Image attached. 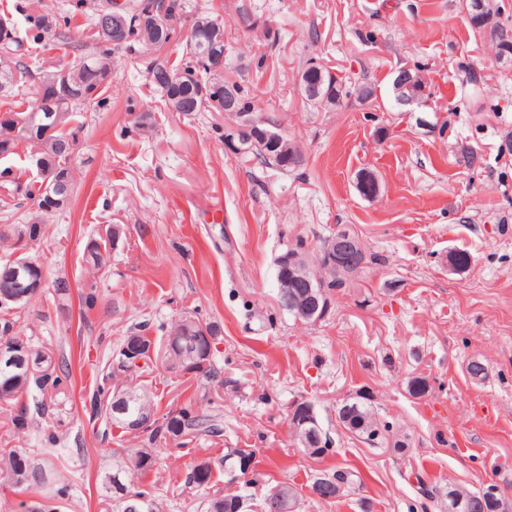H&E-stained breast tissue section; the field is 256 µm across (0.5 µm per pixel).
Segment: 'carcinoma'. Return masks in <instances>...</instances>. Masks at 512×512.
Wrapping results in <instances>:
<instances>
[{
    "mask_svg": "<svg viewBox=\"0 0 512 512\" xmlns=\"http://www.w3.org/2000/svg\"><path fill=\"white\" fill-rule=\"evenodd\" d=\"M112 0L96 10L91 18L94 29V46L90 47L75 38L68 21H59L50 13L26 15L27 29L20 32L17 21L3 15L0 25V92L10 98L26 94V90L36 87V95L43 99V105L32 106L27 112H16L7 108L0 113V159L18 153L19 145L27 149V157H39L46 166L57 172L58 182L44 188L42 181L31 180L25 184L10 177V171L0 175V207L5 219L12 218L21 207L26 210H39L47 195L65 199L71 203L76 179L73 171V154L67 148L77 145L82 127L71 125L73 112L92 107L100 103V90L108 82L114 67L115 51L126 49L136 52L141 47L147 51L161 50L175 42L182 46L181 65L176 67L166 59L153 58L147 66V76L152 85L161 93L166 108L179 111L183 106L191 112L224 111V93L214 86V81L224 80L217 73L224 56V33L211 25H195L190 35L183 36L188 20L187 0H128L126 9L120 11L124 26L114 30L106 25L104 13L112 12ZM470 24L473 28L490 33L497 57L512 63V27L500 21L501 7L496 0H469ZM52 42L70 49L71 60L53 69L39 65L32 56L28 45L39 42ZM68 70L71 89L66 93L53 92L51 81L57 73ZM302 86H320L333 104L340 100L345 85L328 69L316 65H307L301 74ZM51 127L53 133L47 137L41 134V128ZM239 153L256 158L268 169H278V148L265 144V149L250 147L242 143ZM356 180L364 184V194L374 197L379 193V183L375 175L364 169L356 174ZM122 227L111 224L105 230V236L91 239L83 251V262L93 272L106 267L113 242L121 238ZM0 239L12 241L16 249L27 239H36L32 224H5L0 229ZM100 304L97 285L93 284L82 293L81 317L85 318ZM147 325L134 329L120 343L116 350L117 368L130 371L136 367L123 348L133 343L142 347L143 360L152 359L149 349L154 346L146 336ZM206 328L212 342L197 336L195 320L184 317L166 328L164 359L166 368L200 374L206 378L217 377L212 352L220 340V327L208 324ZM26 326L20 324L19 315L14 308L0 306V340L3 334L13 332L12 339L38 358L48 356L39 374L29 372L27 366L16 365L5 368L0 365V410L6 413L9 429L23 433L29 429L37 417L48 418L56 415L59 403L56 398L65 394L71 385L72 372L65 358L54 359L48 355L45 343L31 335L23 334ZM115 373L107 370L101 373L96 386L83 401V410L93 420L104 424L102 438L112 436L114 427L124 432L137 431L142 442L140 448H122L113 455L112 473L106 475L102 485L107 500L116 503L118 512H126V497L141 499L142 512H160L162 508L151 491L130 488V476L144 475L156 464V455L152 449L167 443L168 439H190L200 436H218L223 433L220 420L216 415L200 414L194 410L192 401L185 402L179 408L159 417L151 392L144 387H132L133 399L126 407H116V394L122 387L114 382ZM43 395V399L31 405L24 396L32 392ZM151 420L149 426L136 428L135 421ZM344 428L354 434L372 440L379 433L388 431L373 417L370 409L362 403L352 404V412L342 418ZM215 463L205 460L192 469L188 482L204 487L212 478ZM23 470L24 489L35 488L46 483L42 469L14 448H0V476L12 479L17 470ZM457 490L466 497V512H512V504L502 497L491 498L489 493L473 492L464 486ZM206 512H247V506L238 495H223L211 498Z\"/></svg>",
    "mask_w": 512,
    "mask_h": 512,
    "instance_id": "obj_1",
    "label": "carcinoma"
}]
</instances>
